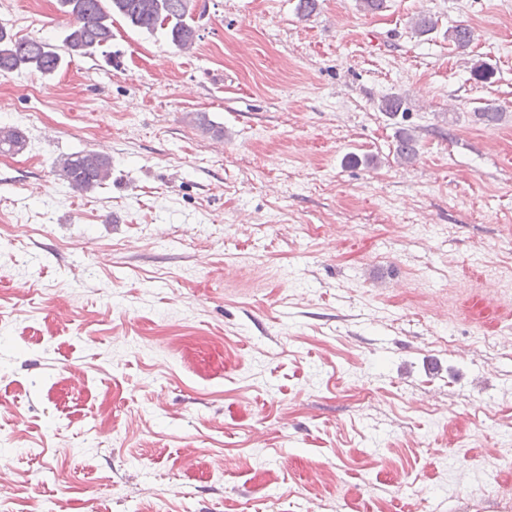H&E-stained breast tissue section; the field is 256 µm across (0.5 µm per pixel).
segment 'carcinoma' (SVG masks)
I'll return each mask as SVG.
<instances>
[{
	"mask_svg": "<svg viewBox=\"0 0 512 512\" xmlns=\"http://www.w3.org/2000/svg\"><path fill=\"white\" fill-rule=\"evenodd\" d=\"M58 4L71 19L60 47L45 39L18 38L0 25V74L27 71L51 76L64 63L62 48L70 56L95 54L112 41L116 15L143 32H164L180 50L191 49L198 37L192 0H58ZM447 38L465 50L474 32L460 24L447 30ZM395 151L407 163L416 158L417 139L409 130H397ZM59 172L71 190L86 193L112 179V158L92 150L74 152L59 161Z\"/></svg>",
	"mask_w": 512,
	"mask_h": 512,
	"instance_id": "cac0c4a2",
	"label": "carcinoma"
}]
</instances>
